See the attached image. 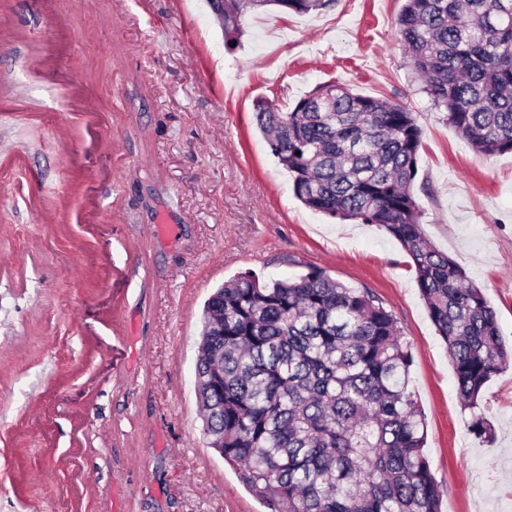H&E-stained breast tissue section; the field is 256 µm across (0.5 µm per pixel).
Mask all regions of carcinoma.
Here are the masks:
<instances>
[{"mask_svg": "<svg viewBox=\"0 0 512 512\" xmlns=\"http://www.w3.org/2000/svg\"><path fill=\"white\" fill-rule=\"evenodd\" d=\"M333 2L224 0L225 43L239 41L248 12ZM396 31L448 125L487 156L512 152V0H405ZM255 119L300 201L402 245L470 430L490 437L479 399L512 350L482 288L421 229L416 114L328 83L289 112L260 100ZM411 365L396 320L369 291L321 269L270 283L244 272L204 306L197 398L210 445L270 512H440Z\"/></svg>", "mask_w": 512, "mask_h": 512, "instance_id": "cac0c4a2", "label": "carcinoma"}]
</instances>
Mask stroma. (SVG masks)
<instances>
[{
	"label": "stroma",
	"mask_w": 512,
	"mask_h": 512,
	"mask_svg": "<svg viewBox=\"0 0 512 512\" xmlns=\"http://www.w3.org/2000/svg\"><path fill=\"white\" fill-rule=\"evenodd\" d=\"M402 4L249 15L230 48L208 0H0V512H268L202 433L203 306L238 273L312 268L396 318L441 512H512V367L475 437L405 251L302 204L255 124L257 99L334 81L416 112L422 229L511 346L512 153L434 108Z\"/></svg>",
	"instance_id": "obj_1"
}]
</instances>
